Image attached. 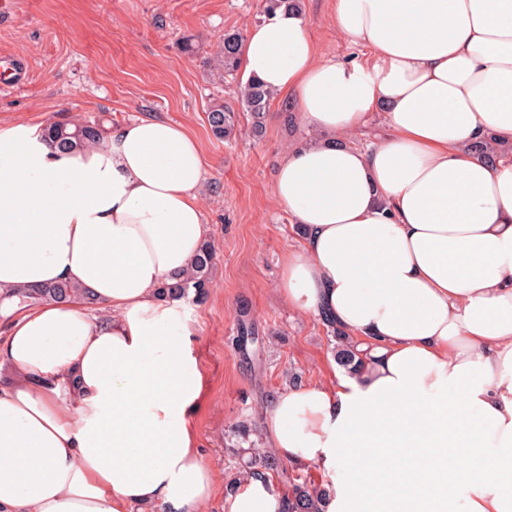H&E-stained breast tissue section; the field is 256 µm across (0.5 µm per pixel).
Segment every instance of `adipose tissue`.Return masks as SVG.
I'll use <instances>...</instances> for the list:
<instances>
[{
	"label": "adipose tissue",
	"instance_id": "adipose-tissue-1",
	"mask_svg": "<svg viewBox=\"0 0 512 512\" xmlns=\"http://www.w3.org/2000/svg\"><path fill=\"white\" fill-rule=\"evenodd\" d=\"M369 57L323 58L281 7L240 47L244 79L291 93L325 135L278 164L300 230L275 285L355 342L359 375L284 388L263 442L322 473L326 512H512V0H336ZM383 135L352 141L372 117ZM204 162L181 124L140 118L63 153L0 131V512H202L219 496L192 416L206 379L182 301L159 287L208 235ZM80 299L16 314L6 290ZM224 512H277L246 476ZM5 295L16 297L19 305H35L44 300L68 301L79 296L87 300L88 304H94L83 289L65 281L35 288H12Z\"/></svg>",
	"mask_w": 512,
	"mask_h": 512
}]
</instances>
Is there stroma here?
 Listing matches in <instances>:
<instances>
[{
    "label": "stroma",
    "mask_w": 512,
    "mask_h": 512,
    "mask_svg": "<svg viewBox=\"0 0 512 512\" xmlns=\"http://www.w3.org/2000/svg\"><path fill=\"white\" fill-rule=\"evenodd\" d=\"M335 0H303L318 48L341 61L366 49L336 30ZM262 18L260 0H7L0 11V61L23 60L24 80L0 74V130L43 127L57 114L107 120L108 127L153 116L183 124L204 161L201 204L215 247L213 283L203 301L186 298L194 346L206 375L204 402L192 424L220 487L235 474L224 433L239 423L261 428L263 414L291 383L331 379V334L315 317L288 308L274 291L281 260L300 237L274 198L288 146L321 141L304 123L285 127L286 95L272 105L261 138L217 140L207 123L214 98L235 103L240 76L216 81L208 59L227 32L247 34ZM195 39L184 52V37ZM255 328L254 357L238 345V319Z\"/></svg>",
    "instance_id": "35a3bbf8"
}]
</instances>
